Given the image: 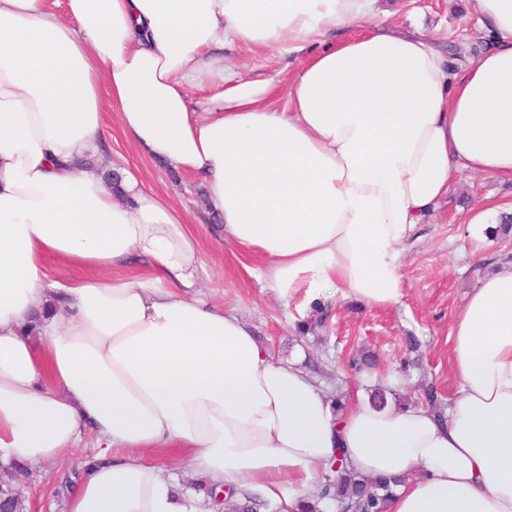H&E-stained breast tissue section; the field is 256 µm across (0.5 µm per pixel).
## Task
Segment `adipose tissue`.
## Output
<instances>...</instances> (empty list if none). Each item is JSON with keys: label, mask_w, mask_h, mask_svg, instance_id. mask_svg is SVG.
<instances>
[{"label": "adipose tissue", "mask_w": 512, "mask_h": 512, "mask_svg": "<svg viewBox=\"0 0 512 512\" xmlns=\"http://www.w3.org/2000/svg\"><path fill=\"white\" fill-rule=\"evenodd\" d=\"M467 3L496 43L452 76L434 39L369 24L373 0H0V460L96 434L67 512H201L177 469L133 456L167 448L274 512H297L340 453L401 478L386 512H512V263L452 318L445 420L376 408L373 375L337 409L204 297L172 199L125 162L112 185L85 164L116 112L138 150L199 179L225 241L262 256L251 276L299 317L394 305L402 249L456 173L512 180V0ZM229 48L302 56L286 109ZM49 257L110 279H49Z\"/></svg>", "instance_id": "obj_1"}]
</instances>
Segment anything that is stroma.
<instances>
[{"mask_svg":"<svg viewBox=\"0 0 512 512\" xmlns=\"http://www.w3.org/2000/svg\"><path fill=\"white\" fill-rule=\"evenodd\" d=\"M372 20L433 36L453 73L476 62L493 43L492 36L477 31L466 0H377ZM225 58L249 78L271 81L276 106H286L285 87L295 60L275 50L253 54L235 49ZM108 145L101 165H108L111 154H121L140 168L150 185L186 207L200 236L206 265L203 292L212 303L239 316L275 358L290 361L306 352L309 370L336 391L356 381L358 374L349 369L348 359L363 351L375 357L374 373L394 379L402 397L417 398L429 384L438 389L440 403H447L454 394L453 314L493 266L512 261V236L474 237L467 233L464 220L483 200L512 203V181L490 174L457 173L447 197L422 225L419 240L403 252L400 302L385 308L336 302L326 324L304 335L293 327L282 302L247 274V267L257 266V259L225 243L193 179L134 149L119 125H112ZM411 337L418 340V351H410L407 340ZM89 459V449L74 448L53 464L16 466L8 460L0 461V470L13 472L24 512H66L67 488Z\"/></svg>","mask_w":512,"mask_h":512,"instance_id":"1","label":"stroma"}]
</instances>
